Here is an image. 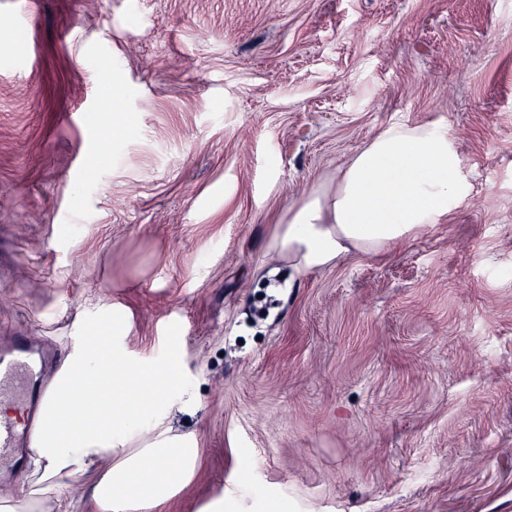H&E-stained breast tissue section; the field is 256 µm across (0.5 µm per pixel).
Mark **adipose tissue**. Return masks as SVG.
I'll use <instances>...</instances> for the list:
<instances>
[{
    "instance_id": "adipose-tissue-1",
    "label": "adipose tissue",
    "mask_w": 512,
    "mask_h": 512,
    "mask_svg": "<svg viewBox=\"0 0 512 512\" xmlns=\"http://www.w3.org/2000/svg\"><path fill=\"white\" fill-rule=\"evenodd\" d=\"M470 192L447 132L395 124L354 157L335 193L312 194L289 212L274 247L300 273L353 251L375 254L438 223ZM101 324L105 336L88 330L54 378L58 396L44 411L47 428L34 450L32 501L49 500L64 479L99 464L103 473L87 486L99 512H154L192 476L196 451L169 439L148 448L123 442L172 401L175 363L126 359L111 343L126 331V318Z\"/></svg>"
}]
</instances>
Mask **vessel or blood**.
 <instances>
[{
  "instance_id": "1",
  "label": "vessel or blood",
  "mask_w": 512,
  "mask_h": 512,
  "mask_svg": "<svg viewBox=\"0 0 512 512\" xmlns=\"http://www.w3.org/2000/svg\"><path fill=\"white\" fill-rule=\"evenodd\" d=\"M50 361L22 331L0 347V403H13L24 413L20 420L0 416V463L9 462L18 472L36 445L35 433L44 428L42 410L54 399V380L46 374Z\"/></svg>"
}]
</instances>
